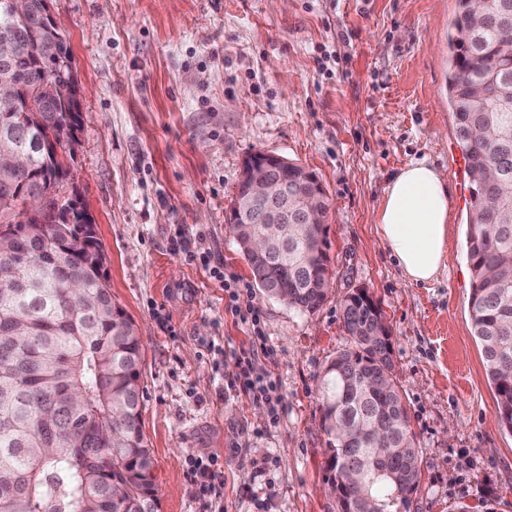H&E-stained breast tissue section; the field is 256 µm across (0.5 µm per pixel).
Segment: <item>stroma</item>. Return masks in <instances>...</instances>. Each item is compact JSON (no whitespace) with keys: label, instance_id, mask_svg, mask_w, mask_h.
<instances>
[{"label":"stroma","instance_id":"1","mask_svg":"<svg viewBox=\"0 0 512 512\" xmlns=\"http://www.w3.org/2000/svg\"><path fill=\"white\" fill-rule=\"evenodd\" d=\"M71 47L84 123L62 196L91 215L112 299L142 344V427L159 512H336L327 493L320 372L348 347L341 300L364 288L391 334L421 455L410 512H512V433L497 419L471 332L469 189L448 104L456 0H51ZM282 156L330 202L332 283L308 313L254 286L229 224L242 163ZM425 160L449 190L450 260L414 284L376 214L399 170ZM249 287L259 327L226 308L212 267ZM262 333L258 373L278 416L244 386L222 396ZM218 460L224 496L190 459ZM273 462L271 487L254 463Z\"/></svg>","mask_w":512,"mask_h":512}]
</instances>
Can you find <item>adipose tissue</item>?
<instances>
[{"label": "adipose tissue", "mask_w": 512, "mask_h": 512, "mask_svg": "<svg viewBox=\"0 0 512 512\" xmlns=\"http://www.w3.org/2000/svg\"><path fill=\"white\" fill-rule=\"evenodd\" d=\"M448 185L437 168L418 161L389 182L376 223L386 248L413 283L436 279L448 255Z\"/></svg>", "instance_id": "1"}]
</instances>
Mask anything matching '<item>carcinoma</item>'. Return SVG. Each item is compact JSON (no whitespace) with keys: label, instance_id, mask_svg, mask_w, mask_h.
<instances>
[{"label":"carcinoma","instance_id":"obj_1","mask_svg":"<svg viewBox=\"0 0 512 512\" xmlns=\"http://www.w3.org/2000/svg\"><path fill=\"white\" fill-rule=\"evenodd\" d=\"M504 0H492L476 17L470 0H457L448 37V100L467 161L472 211L466 255L475 338L482 346L497 396L498 421L512 433V208L494 189L512 183V111L489 108L475 82H491L495 99L512 97V69H499V55L512 38L500 22ZM44 0H30L14 15L0 0V60L23 90L16 112L0 116V155L22 153L24 168H0V228L11 240L0 249V512H145L158 509L154 461L141 426L138 387L141 340L124 310L112 302L104 256L87 244L80 224L60 220L73 200L59 202L58 182L44 177L74 157L76 135L59 118L42 112L53 85L70 77L73 56ZM47 196L44 211L18 220L19 205L34 187ZM322 199L320 217L296 225L286 246L273 240L261 255L251 237L271 225L256 214L231 225L257 285L290 308L314 312L325 301L331 258L328 202L313 179L291 190L288 218L303 212L302 199ZM350 346L322 370V425L327 439L328 494L339 512H364L372 500L396 512L402 492L420 478L408 409L392 374L391 346L375 338L383 317L359 293L342 301ZM355 441L342 444L336 424Z\"/></svg>","mask_w":512,"mask_h":512}]
</instances>
